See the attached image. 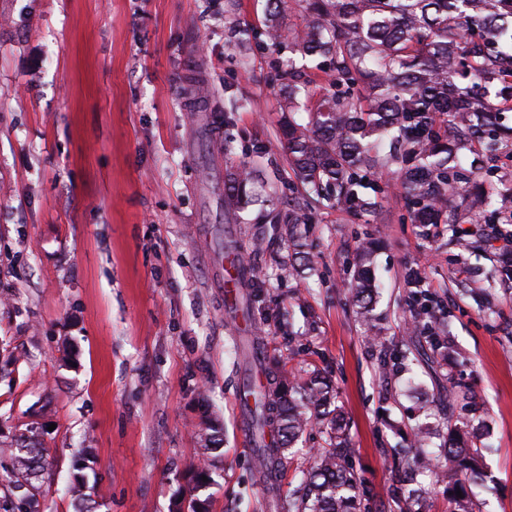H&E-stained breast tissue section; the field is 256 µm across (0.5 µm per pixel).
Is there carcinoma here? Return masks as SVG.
I'll list each match as a JSON object with an SVG mask.
<instances>
[{"label": "carcinoma", "mask_w": 512, "mask_h": 512, "mask_svg": "<svg viewBox=\"0 0 512 512\" xmlns=\"http://www.w3.org/2000/svg\"><path fill=\"white\" fill-rule=\"evenodd\" d=\"M304 22L284 23L281 5L268 0L262 30L238 26L242 40L259 34L288 44V112L306 109L307 120L290 117L281 146L303 193L288 202V223L304 224L305 207L330 194L358 219L369 222L374 198L359 194L363 180L393 165L416 224H458L461 209L476 211L487 224H512L502 207L512 202V182L488 191L460 172L471 155L472 173L484 169L512 135L501 130L499 114L512 112V0H300ZM318 62L334 88L309 102V63ZM251 171L240 164L224 185L225 203L258 196ZM373 249L363 245L351 298L362 313L372 311ZM432 303L418 291L414 320L432 330ZM252 411L256 456L263 479L276 491V474L290 449L313 422L329 428V447L318 449L315 464L294 492L296 512H370V497L345 465L347 422L332 407L331 381L313 372L287 389L242 386ZM467 420L454 426L442 472L454 512H475L472 486L481 480L479 448ZM46 449L14 456L8 474L29 495L35 468ZM462 496H457L456 491Z\"/></svg>", "instance_id": "cac0c4a2"}]
</instances>
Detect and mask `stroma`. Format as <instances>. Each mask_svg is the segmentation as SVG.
<instances>
[{
	"mask_svg": "<svg viewBox=\"0 0 512 512\" xmlns=\"http://www.w3.org/2000/svg\"><path fill=\"white\" fill-rule=\"evenodd\" d=\"M0 0V443L36 432L47 461L37 508L5 481L0 512H170L198 496L210 512H270L239 427L247 372L237 337L264 343L271 374L327 376L348 423L349 463L373 512H449L437 473L398 480L417 439L444 463L456 381L490 428L478 512H512V284L498 255L512 246L467 216L455 229L415 224L396 173L364 195L371 223L339 206L274 223L295 197L279 141L289 52L239 47L233 20L261 26L266 0ZM235 98L238 111L225 113ZM251 157L269 201L224 221V182ZM374 240V341L349 299L361 242ZM254 271L249 310L224 311V249ZM449 322L446 347L410 333L415 289ZM223 442L205 454V422ZM309 427L285 460L289 500L310 451ZM92 451L94 465L84 468ZM212 466L193 490L190 466Z\"/></svg>",
	"mask_w": 512,
	"mask_h": 512,
	"instance_id": "35a3bbf8",
	"label": "stroma"
}]
</instances>
